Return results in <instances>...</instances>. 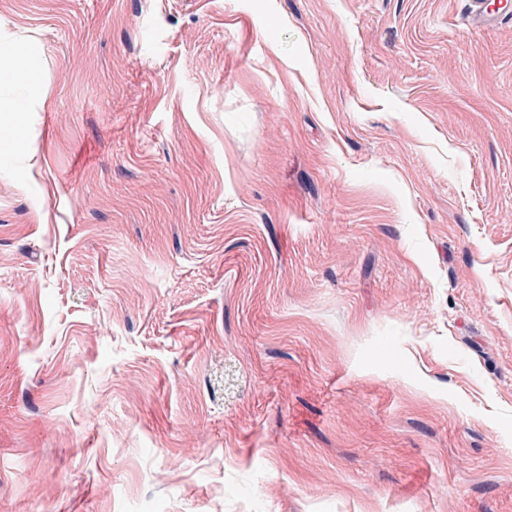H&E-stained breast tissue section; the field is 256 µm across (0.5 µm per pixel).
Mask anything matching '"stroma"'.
<instances>
[{
  "label": "stroma",
  "instance_id": "1",
  "mask_svg": "<svg viewBox=\"0 0 512 512\" xmlns=\"http://www.w3.org/2000/svg\"><path fill=\"white\" fill-rule=\"evenodd\" d=\"M463 7L0 0V512H512V23Z\"/></svg>",
  "mask_w": 512,
  "mask_h": 512
}]
</instances>
